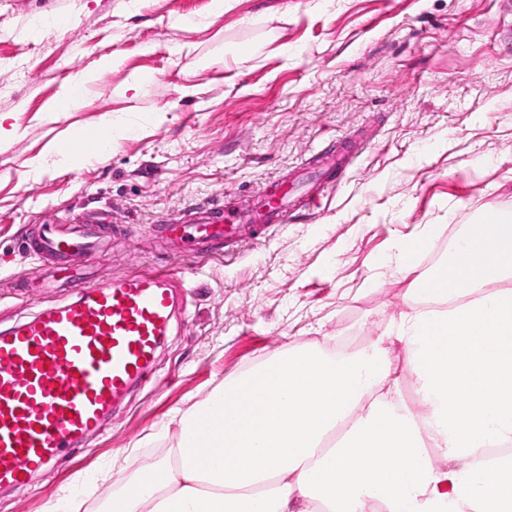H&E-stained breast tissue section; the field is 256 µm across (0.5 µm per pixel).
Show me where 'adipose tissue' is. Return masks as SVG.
<instances>
[{"instance_id":"obj_1","label":"adipose tissue","mask_w":512,"mask_h":512,"mask_svg":"<svg viewBox=\"0 0 512 512\" xmlns=\"http://www.w3.org/2000/svg\"><path fill=\"white\" fill-rule=\"evenodd\" d=\"M111 69L46 111L75 110ZM453 253L412 281L417 307L392 331L420 408L383 346L284 351L182 411L173 461L104 512H512V224L468 225Z\"/></svg>"}]
</instances>
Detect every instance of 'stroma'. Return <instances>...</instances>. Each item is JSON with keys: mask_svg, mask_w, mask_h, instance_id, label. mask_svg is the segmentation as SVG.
<instances>
[{"mask_svg": "<svg viewBox=\"0 0 512 512\" xmlns=\"http://www.w3.org/2000/svg\"><path fill=\"white\" fill-rule=\"evenodd\" d=\"M48 20L37 29L35 19ZM512 0H0V331L79 288H43L30 244L71 212H109L97 261L113 279L157 264L177 304L146 381L54 472L0 491V512H47L75 476L86 512L164 458L177 411L299 347L347 354L389 335L467 225L512 219ZM114 57L74 111H45ZM140 90H131L133 80ZM195 92L184 95L186 86ZM112 117L111 152L70 170L53 141ZM345 176L315 205L222 253L173 254L165 222L220 201L243 213L301 165ZM421 241L410 271L394 259Z\"/></svg>", "mask_w": 512, "mask_h": 512, "instance_id": "35a3bbf8", "label": "stroma"}]
</instances>
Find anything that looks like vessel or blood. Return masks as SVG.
Instances as JSON below:
<instances>
[{
  "instance_id": "vessel-or-blood-1",
  "label": "vessel or blood",
  "mask_w": 512,
  "mask_h": 512,
  "mask_svg": "<svg viewBox=\"0 0 512 512\" xmlns=\"http://www.w3.org/2000/svg\"><path fill=\"white\" fill-rule=\"evenodd\" d=\"M295 200L287 189L261 194L253 211L225 220L219 202L196 210L195 223H170L166 236L180 256L197 245L230 248L243 225L267 230ZM45 251L95 258L102 244L92 234L60 233L48 226ZM78 299L45 309L0 332V489L26 482L53 466L97 430L127 392L150 373L167 332L175 295L166 266L102 284L90 268L73 272Z\"/></svg>"
}]
</instances>
